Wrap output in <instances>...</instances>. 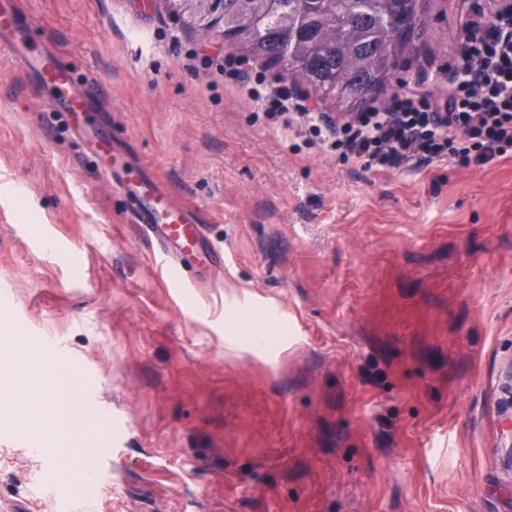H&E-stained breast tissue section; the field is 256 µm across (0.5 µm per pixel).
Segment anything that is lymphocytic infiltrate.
I'll list each match as a JSON object with an SVG mask.
<instances>
[{"label":"lymphocytic infiltrate","mask_w":512,"mask_h":512,"mask_svg":"<svg viewBox=\"0 0 512 512\" xmlns=\"http://www.w3.org/2000/svg\"><path fill=\"white\" fill-rule=\"evenodd\" d=\"M470 37L458 58L459 76L445 102L395 94L390 107L333 123L307 111L285 87L265 97L267 113L297 114L310 145L340 150L365 167L394 169L428 165L451 157L486 164L512 148V12H495L470 22Z\"/></svg>","instance_id":"obj_1"}]
</instances>
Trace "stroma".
<instances>
[{
	"label": "stroma",
	"instance_id": "stroma-1",
	"mask_svg": "<svg viewBox=\"0 0 512 512\" xmlns=\"http://www.w3.org/2000/svg\"><path fill=\"white\" fill-rule=\"evenodd\" d=\"M66 56L91 121L204 220L220 269L174 284L130 204L0 53V378L58 345L109 415L56 430L0 413V512L57 439L109 454L94 512H512V150L364 169L267 117L268 87L343 123L290 72L242 58L215 14L167 0H19ZM499 0H430L400 84L445 101L467 23ZM244 74H224L225 60ZM276 342L247 351L231 314Z\"/></svg>",
	"mask_w": 512,
	"mask_h": 512
}]
</instances>
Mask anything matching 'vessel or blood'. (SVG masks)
<instances>
[{
  "label": "vessel or blood",
  "instance_id": "obj_1",
  "mask_svg": "<svg viewBox=\"0 0 512 512\" xmlns=\"http://www.w3.org/2000/svg\"><path fill=\"white\" fill-rule=\"evenodd\" d=\"M35 81L53 111L65 113L75 138L91 147L100 172L133 205L137 223L153 239L167 270L182 272L187 259L219 267L224 255L209 242L205 226L187 208L175 204L163 191L159 178L136 164L115 142L109 128L88 127L83 119L87 100L74 83L63 57L42 48L31 37L30 21L13 0H0V52Z\"/></svg>",
  "mask_w": 512,
  "mask_h": 512
}]
</instances>
